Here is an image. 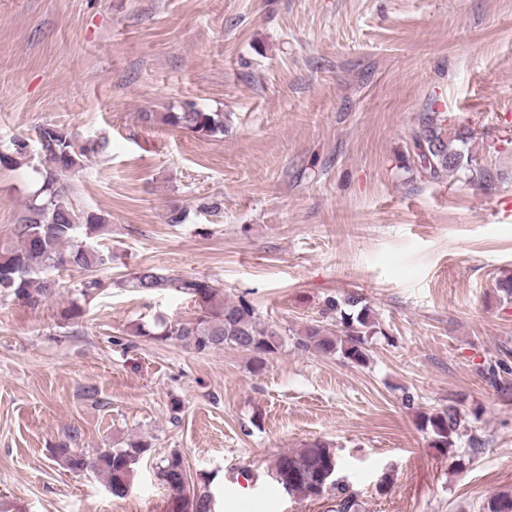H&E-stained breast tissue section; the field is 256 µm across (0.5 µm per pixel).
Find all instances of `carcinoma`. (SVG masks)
Listing matches in <instances>:
<instances>
[{
  "instance_id": "cac0c4a2",
  "label": "carcinoma",
  "mask_w": 512,
  "mask_h": 512,
  "mask_svg": "<svg viewBox=\"0 0 512 512\" xmlns=\"http://www.w3.org/2000/svg\"><path fill=\"white\" fill-rule=\"evenodd\" d=\"M164 120L207 137L224 134L222 112L189 109L169 112ZM445 122L444 117L434 112L415 135L413 148L420 168L436 180L447 173L461 172L471 182H493L491 171L477 164L468 147L470 134L458 131L450 135ZM36 138L40 160L31 165V170L41 185L36 199L26 206L15 224L18 246L0 248V294L33 306L55 292L56 281L46 276L47 271H87L112 262V255L100 251L92 242L76 243L80 232L87 236L95 234L107 219L94 212L77 213L71 203L70 185L63 180V174L83 168L103 145L88 141L79 146L72 133L56 125L41 127ZM25 160L31 161V154L30 144L23 137L13 139L9 148L0 150V166H16ZM129 286L142 293L170 288L190 295L197 303L194 318L173 322L158 315L151 326L137 328L138 336L159 342L177 341L201 355L224 348L247 352L257 371L283 346L282 335L262 321L248 301L221 298L220 289L205 278H169L154 267H143L131 277ZM322 316L336 323L342 335L321 325H311L296 339V348L323 356L338 354L350 363L365 364L367 344L381 329L363 297L355 292L330 296L325 300ZM421 419V430L430 435L432 447L445 451L455 445L463 427L462 414L455 406L426 413ZM149 451V442L136 440L124 448H99L93 455L76 452L63 443L54 449V454L71 471L89 470L103 476L112 495L122 498L130 487L135 465ZM339 470L335 449L316 441L279 454L271 473L287 495L320 499L330 494L326 476ZM157 475L174 495L173 512L216 509L211 482H192L180 454L167 457Z\"/></svg>"
}]
</instances>
